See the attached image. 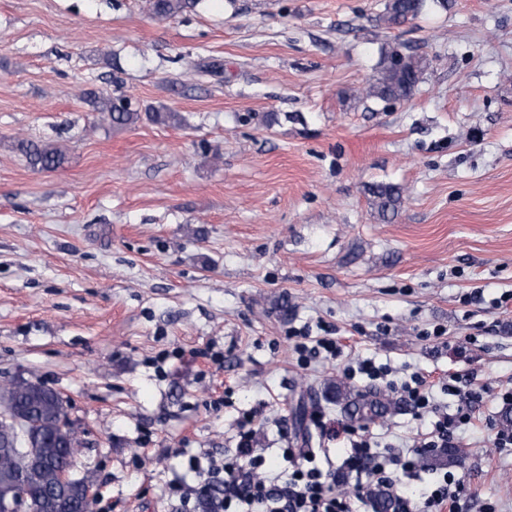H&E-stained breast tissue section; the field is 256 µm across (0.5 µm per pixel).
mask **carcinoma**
<instances>
[{
  "label": "carcinoma",
  "mask_w": 512,
  "mask_h": 512,
  "mask_svg": "<svg viewBox=\"0 0 512 512\" xmlns=\"http://www.w3.org/2000/svg\"><path fill=\"white\" fill-rule=\"evenodd\" d=\"M194 3L195 0H145L144 9L153 18L171 19L192 8ZM425 7L426 0H388L383 19L390 26H398L416 18ZM393 55L392 50L382 53L374 81L359 90V95L383 101H400L413 95L423 72L424 58L409 51L404 69L397 71L392 67ZM122 99L121 95L100 97L93 93L90 103L98 120L112 126H131L143 118L172 127H179L184 123L178 112L142 113L134 106L123 105ZM16 149L37 172L55 171L66 162L65 154L49 144L19 139L16 141ZM369 192L379 214L383 216L395 213L401 204L402 192L395 185L373 184ZM330 388L336 400L343 402L348 422L352 425L367 426L384 422L403 408L401 400L382 389H355L339 382L330 384ZM8 391L11 392V402L17 409L12 420L4 423L8 439L12 441L18 435L28 448L36 443L35 433H40L42 439L36 443L37 450L48 459L49 468L41 475L37 484L21 489L14 481L16 459L10 456L0 457V500L15 498L23 492L27 497L28 512H59L56 503L70 498L73 512H90V502L81 496L73 497L70 489L60 486L58 481V473L74 464L80 448L77 437L66 444L51 439V425L48 421L64 410L63 399L55 392L47 395L43 390L34 387L11 385ZM459 456V449L445 448L432 458H424L421 467L453 466L458 463ZM367 496L373 503L374 512H394L396 497L392 489L373 486L367 490Z\"/></svg>",
  "instance_id": "carcinoma-1"
}]
</instances>
